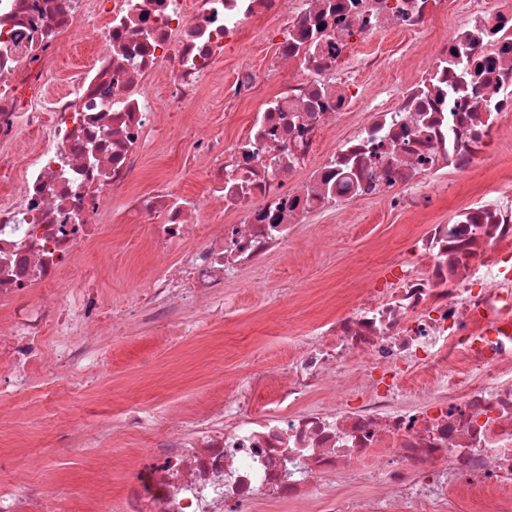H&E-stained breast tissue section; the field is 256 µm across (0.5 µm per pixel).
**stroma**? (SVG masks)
<instances>
[{"mask_svg": "<svg viewBox=\"0 0 512 512\" xmlns=\"http://www.w3.org/2000/svg\"><path fill=\"white\" fill-rule=\"evenodd\" d=\"M447 36L448 24L440 21L416 39L393 33L381 42H368L365 49L391 51L397 60L394 76L399 79L417 69L431 48ZM245 61L257 68L265 63L259 27L246 31L240 46L228 49L218 60L214 75L187 107L186 122L202 123L211 132H223L228 138L246 129L259 98L274 91L275 86L270 81L262 82L258 99L225 113L222 89L232 83ZM163 179L175 180L178 190L190 196L200 198L206 193L201 167H184L181 151L174 143L146 154L134 187L145 192ZM493 179L490 172L457 176L456 195L433 198L417 214L392 213L379 204L365 202L344 214L325 216L301 232L293 244L292 258L272 257L259 275H246L231 287L237 299L233 312L218 317L189 315L187 322L193 335L159 324L127 338L104 341V364L99 384L93 389H78L58 398L50 385L35 382L27 397V409L0 424V490H11L21 483L48 491L63 479L94 485L105 495L133 490L137 486V467L123 451L147 449L149 439L123 427V409L136 402L160 412L195 387L218 386L235 371L278 362L299 333L319 319L340 313L342 297L382 260L384 250L398 247L414 225L447 219L449 210L466 203L473 191ZM145 237V225L116 223L103 243L110 255L98 268L97 279L113 304L132 300L137 286L156 272ZM256 279L264 281L268 294L254 290L252 282ZM289 281L297 283L298 294L279 293V286ZM99 424L112 427L113 463L105 468L94 463L98 449L69 448L59 437L60 431L78 425ZM21 452L48 457L49 464L18 474L12 461Z\"/></svg>", "mask_w": 512, "mask_h": 512, "instance_id": "35a3bbf8", "label": "stroma"}]
</instances>
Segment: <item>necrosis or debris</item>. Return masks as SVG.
I'll list each match as a JSON object with an SVG mask.
<instances>
[{
    "mask_svg": "<svg viewBox=\"0 0 512 512\" xmlns=\"http://www.w3.org/2000/svg\"><path fill=\"white\" fill-rule=\"evenodd\" d=\"M444 19L409 80L368 87L393 57L366 38ZM259 22L274 51L263 70L241 66L224 106L264 77L274 93L243 133L181 147L207 161L205 200L166 181L133 195L149 146ZM78 39L93 64L54 89ZM511 131L512 0H0V392L40 371L70 392L103 338L230 308L227 287L306 224L364 201L417 212L454 194L451 174L498 168ZM111 208L147 225L164 262L124 309L83 261ZM123 420L150 437L142 489L112 499L63 480L0 495V512H448L473 487L512 512V175L410 236L275 366L165 419L132 406ZM342 480L357 493L330 494Z\"/></svg>",
    "mask_w": 512,
    "mask_h": 512,
    "instance_id": "1",
    "label": "necrosis or debris"
}]
</instances>
